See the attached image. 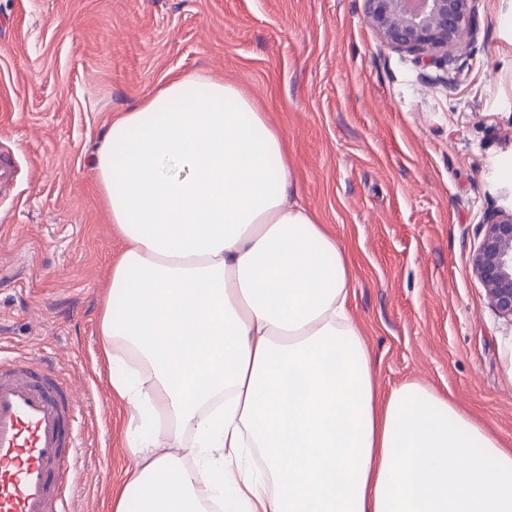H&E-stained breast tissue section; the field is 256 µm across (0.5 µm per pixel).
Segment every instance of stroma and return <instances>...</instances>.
<instances>
[{
	"mask_svg": "<svg viewBox=\"0 0 512 512\" xmlns=\"http://www.w3.org/2000/svg\"><path fill=\"white\" fill-rule=\"evenodd\" d=\"M447 66L364 21V0H0V347L69 374L84 402L75 512H112L131 460L101 352L126 249L91 162L112 116L174 76L239 85L288 142L299 201L347 254L350 311L381 391L418 382L512 447V321L471 256L512 208V0H477Z\"/></svg>",
	"mask_w": 512,
	"mask_h": 512,
	"instance_id": "35a3bbf8",
	"label": "stroma"
}]
</instances>
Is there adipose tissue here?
Returning <instances> with one entry per match:
<instances>
[{
    "mask_svg": "<svg viewBox=\"0 0 512 512\" xmlns=\"http://www.w3.org/2000/svg\"><path fill=\"white\" fill-rule=\"evenodd\" d=\"M285 153L252 96L199 73L95 150L130 243L99 321L138 422L114 512H512V448L420 383L378 392L347 257Z\"/></svg>",
    "mask_w": 512,
    "mask_h": 512,
    "instance_id": "1",
    "label": "adipose tissue"
}]
</instances>
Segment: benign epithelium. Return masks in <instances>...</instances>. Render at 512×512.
I'll list each match as a JSON object with an SVG mask.
<instances>
[{"label":"benign epithelium","mask_w":512,"mask_h":512,"mask_svg":"<svg viewBox=\"0 0 512 512\" xmlns=\"http://www.w3.org/2000/svg\"><path fill=\"white\" fill-rule=\"evenodd\" d=\"M477 0H365V22L390 46L426 65L448 62V51L474 31ZM484 235L472 270L490 306L512 321V211L483 219Z\"/></svg>","instance_id":"obj_1"}]
</instances>
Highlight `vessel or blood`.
<instances>
[{"instance_id":"vessel-or-blood-1","label":"vessel or blood","mask_w":512,"mask_h":512,"mask_svg":"<svg viewBox=\"0 0 512 512\" xmlns=\"http://www.w3.org/2000/svg\"><path fill=\"white\" fill-rule=\"evenodd\" d=\"M80 402L70 379L39 358L0 351V512H73Z\"/></svg>"}]
</instances>
